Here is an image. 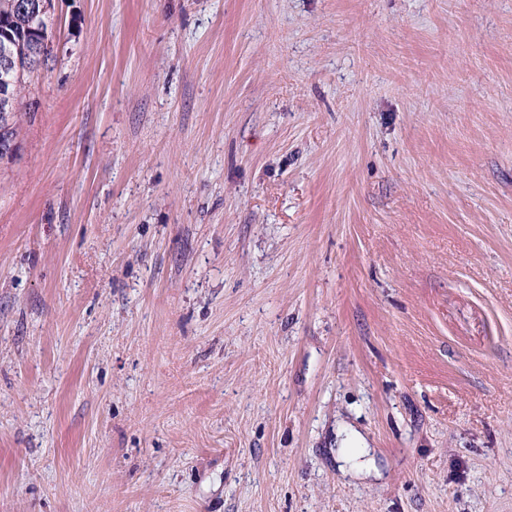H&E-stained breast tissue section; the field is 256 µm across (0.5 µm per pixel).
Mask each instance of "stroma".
<instances>
[{"label":"stroma","mask_w":512,"mask_h":512,"mask_svg":"<svg viewBox=\"0 0 512 512\" xmlns=\"http://www.w3.org/2000/svg\"><path fill=\"white\" fill-rule=\"evenodd\" d=\"M50 25L0 163V512H512V0Z\"/></svg>","instance_id":"obj_1"}]
</instances>
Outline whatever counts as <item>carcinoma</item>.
I'll list each match as a JSON object with an SVG mask.
<instances>
[{
	"instance_id": "carcinoma-1",
	"label": "carcinoma",
	"mask_w": 512,
	"mask_h": 512,
	"mask_svg": "<svg viewBox=\"0 0 512 512\" xmlns=\"http://www.w3.org/2000/svg\"><path fill=\"white\" fill-rule=\"evenodd\" d=\"M13 0H0V36L10 38L14 43L15 64L20 71V79L14 93V116L9 126L0 119V146L19 138L22 116L36 112V104L27 98L28 80L33 73L28 48L34 41L48 35V25L44 19L21 16L12 11Z\"/></svg>"
}]
</instances>
